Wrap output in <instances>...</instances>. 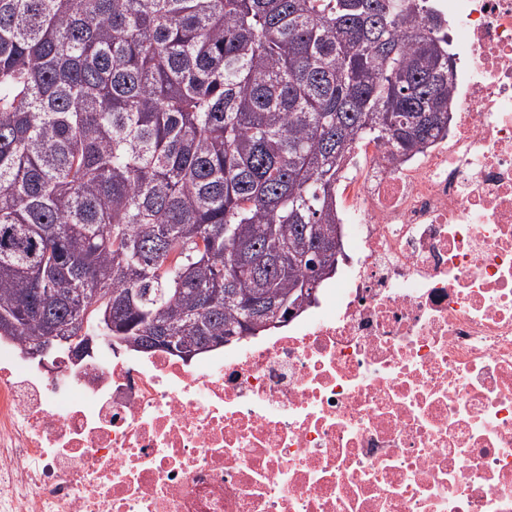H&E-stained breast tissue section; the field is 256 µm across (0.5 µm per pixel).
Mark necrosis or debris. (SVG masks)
I'll list each match as a JSON object with an SVG mask.
<instances>
[{"label":"necrosis or debris","mask_w":512,"mask_h":512,"mask_svg":"<svg viewBox=\"0 0 512 512\" xmlns=\"http://www.w3.org/2000/svg\"><path fill=\"white\" fill-rule=\"evenodd\" d=\"M447 136L345 166L283 332L53 374L0 339V512H512V0H435Z\"/></svg>","instance_id":"obj_1"}]
</instances>
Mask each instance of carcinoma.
<instances>
[{"instance_id":"cac0c4a2","label":"carcinoma","mask_w":512,"mask_h":512,"mask_svg":"<svg viewBox=\"0 0 512 512\" xmlns=\"http://www.w3.org/2000/svg\"><path fill=\"white\" fill-rule=\"evenodd\" d=\"M448 46L431 0H0V336L113 305L134 341L287 321L329 279L350 151L448 132Z\"/></svg>"}]
</instances>
